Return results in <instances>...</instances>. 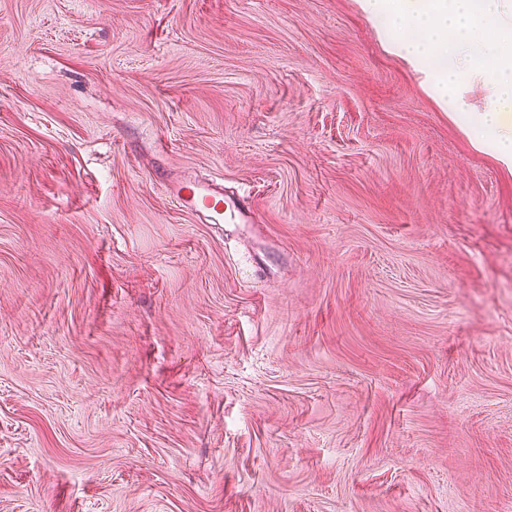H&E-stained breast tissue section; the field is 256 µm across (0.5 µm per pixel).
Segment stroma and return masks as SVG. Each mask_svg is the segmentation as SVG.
Here are the masks:
<instances>
[{"instance_id":"35a3bbf8","label":"stroma","mask_w":512,"mask_h":512,"mask_svg":"<svg viewBox=\"0 0 512 512\" xmlns=\"http://www.w3.org/2000/svg\"><path fill=\"white\" fill-rule=\"evenodd\" d=\"M0 512H512V173L355 0H0ZM176 202L203 224H252L254 205L248 196L229 194L216 183L191 180L171 185Z\"/></svg>"}]
</instances>
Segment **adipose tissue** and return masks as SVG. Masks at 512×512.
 <instances>
[{"label": "adipose tissue", "mask_w": 512, "mask_h": 512, "mask_svg": "<svg viewBox=\"0 0 512 512\" xmlns=\"http://www.w3.org/2000/svg\"><path fill=\"white\" fill-rule=\"evenodd\" d=\"M380 22L387 51L403 60L439 103L469 83L488 96L470 113L472 146L512 172V0H356Z\"/></svg>", "instance_id": "ef3b65f1"}]
</instances>
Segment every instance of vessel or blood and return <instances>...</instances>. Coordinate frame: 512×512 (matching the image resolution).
<instances>
[{
  "label": "vessel or blood",
  "instance_id": "b4317fda",
  "mask_svg": "<svg viewBox=\"0 0 512 512\" xmlns=\"http://www.w3.org/2000/svg\"><path fill=\"white\" fill-rule=\"evenodd\" d=\"M177 203L204 224H249L254 205L249 197L227 192L222 185L197 180L173 184Z\"/></svg>",
  "mask_w": 512,
  "mask_h": 512
}]
</instances>
